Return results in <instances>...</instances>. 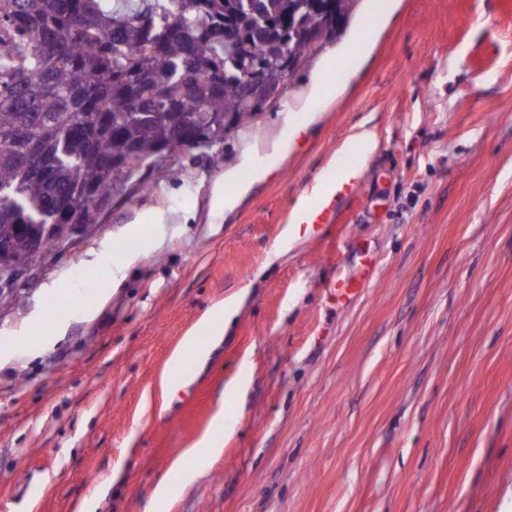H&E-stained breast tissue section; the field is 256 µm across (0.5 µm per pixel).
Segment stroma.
Returning <instances> with one entry per match:
<instances>
[{
  "label": "stroma",
  "instance_id": "obj_1",
  "mask_svg": "<svg viewBox=\"0 0 512 512\" xmlns=\"http://www.w3.org/2000/svg\"><path fill=\"white\" fill-rule=\"evenodd\" d=\"M359 0L321 58L231 140L37 258L0 306V512H143L224 416L222 451L161 512H501L512 492V13L505 0ZM340 71L315 97L327 59ZM363 189L289 245L308 180L359 124ZM297 137H289L291 127ZM264 175L212 223L213 187ZM163 223H155L156 213ZM154 245L144 248L145 233ZM119 286L81 260L122 265ZM373 280L346 304L328 276ZM73 305L45 318L52 288ZM240 298L171 394L163 372ZM54 478L41 497L26 478ZM226 312H230L228 316L230 318L232 314L231 303H228L227 305L224 304V312L222 315V319H211L210 317L202 319L197 324L194 333L186 338L183 349L198 350L200 347L197 346V342L201 338L209 336H222V334L224 333V319L226 316Z\"/></svg>",
  "mask_w": 512,
  "mask_h": 512
}]
</instances>
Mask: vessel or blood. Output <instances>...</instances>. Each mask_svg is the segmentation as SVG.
<instances>
[{
    "instance_id": "b4317fda",
    "label": "vessel or blood",
    "mask_w": 512,
    "mask_h": 512,
    "mask_svg": "<svg viewBox=\"0 0 512 512\" xmlns=\"http://www.w3.org/2000/svg\"><path fill=\"white\" fill-rule=\"evenodd\" d=\"M361 167V151L355 144H348L336 157L335 173L313 195L309 205L294 217L303 232L313 235L325 225L336 223L346 202L354 199L362 189L358 172ZM332 298L349 300L361 292L360 281L337 278L327 282Z\"/></svg>"
}]
</instances>
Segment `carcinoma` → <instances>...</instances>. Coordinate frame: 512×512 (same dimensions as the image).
<instances>
[{"label":"carcinoma","instance_id":"carcinoma-1","mask_svg":"<svg viewBox=\"0 0 512 512\" xmlns=\"http://www.w3.org/2000/svg\"><path fill=\"white\" fill-rule=\"evenodd\" d=\"M329 2L0 0V248L6 224H99L149 190L183 114H220L224 131H190L178 153L231 140L263 104L252 77L284 83L283 54L310 62L357 5Z\"/></svg>","mask_w":512,"mask_h":512}]
</instances>
